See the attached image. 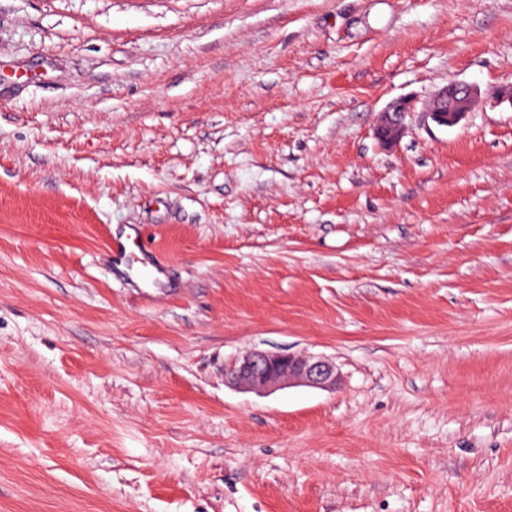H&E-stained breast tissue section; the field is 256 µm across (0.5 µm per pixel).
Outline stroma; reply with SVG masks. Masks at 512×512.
Returning <instances> with one entry per match:
<instances>
[{
  "instance_id": "1",
  "label": "stroma",
  "mask_w": 512,
  "mask_h": 512,
  "mask_svg": "<svg viewBox=\"0 0 512 512\" xmlns=\"http://www.w3.org/2000/svg\"><path fill=\"white\" fill-rule=\"evenodd\" d=\"M511 85L512 0H0V512H512ZM481 96L473 84L454 82L438 90L426 109L427 117L437 126L455 127L470 112ZM413 109L412 101L406 98L397 99L386 106L381 112L378 126V135L384 143H392L398 138L402 117ZM225 377L232 385L270 392L284 385L335 389L339 374L336 365L323 357L254 349L234 363Z\"/></svg>"
}]
</instances>
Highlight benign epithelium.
<instances>
[{
  "label": "benign epithelium",
  "instance_id": "1",
  "mask_svg": "<svg viewBox=\"0 0 512 512\" xmlns=\"http://www.w3.org/2000/svg\"><path fill=\"white\" fill-rule=\"evenodd\" d=\"M480 96V89L473 84L451 83L434 94L426 109L427 117L437 126L455 127ZM413 109L412 101L406 98L389 103L381 112L380 139L387 144L394 142L400 134L402 117ZM225 377L235 386L270 392L284 385L334 389L339 374L336 365L323 357H300L254 349L234 363Z\"/></svg>",
  "mask_w": 512,
  "mask_h": 512
}]
</instances>
